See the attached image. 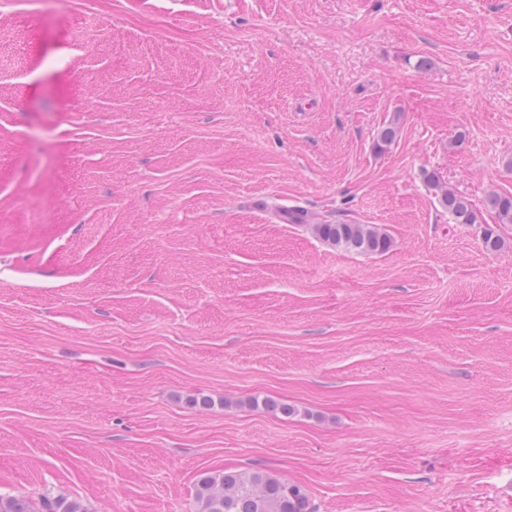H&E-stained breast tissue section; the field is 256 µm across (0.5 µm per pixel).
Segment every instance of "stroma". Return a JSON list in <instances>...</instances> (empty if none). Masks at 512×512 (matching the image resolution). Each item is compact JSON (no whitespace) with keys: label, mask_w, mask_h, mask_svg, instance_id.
I'll list each match as a JSON object with an SVG mask.
<instances>
[{"label":"stroma","mask_w":512,"mask_h":512,"mask_svg":"<svg viewBox=\"0 0 512 512\" xmlns=\"http://www.w3.org/2000/svg\"><path fill=\"white\" fill-rule=\"evenodd\" d=\"M491 192L512 0H0V493L194 512L260 468L315 512H512ZM426 182L433 188L438 189V202L440 206L448 211V214L457 224H474L478 216L470 200L458 195L451 190L443 191L440 187L438 177L433 172L425 173ZM280 216L290 224H312L318 237L336 248L378 253L387 251L391 246L388 235L369 224H313L326 223L328 220L300 207L281 210Z\"/></svg>","instance_id":"35a3bbf8"}]
</instances>
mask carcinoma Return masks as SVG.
<instances>
[{"mask_svg":"<svg viewBox=\"0 0 512 512\" xmlns=\"http://www.w3.org/2000/svg\"><path fill=\"white\" fill-rule=\"evenodd\" d=\"M426 182L438 190L440 206L457 224H475L478 216L470 200L441 190L438 177L425 173ZM485 205L501 224H512V196L492 192ZM290 224H311L318 237L336 248L362 253L385 252L391 239L369 224H327L325 219L300 207L280 211ZM196 512H314L307 490L265 470L205 472L195 490ZM0 512H88L81 500L44 494L34 501L25 496L0 494Z\"/></svg>","mask_w":512,"mask_h":512,"instance_id":"cac0c4a2","label":"carcinoma"}]
</instances>
